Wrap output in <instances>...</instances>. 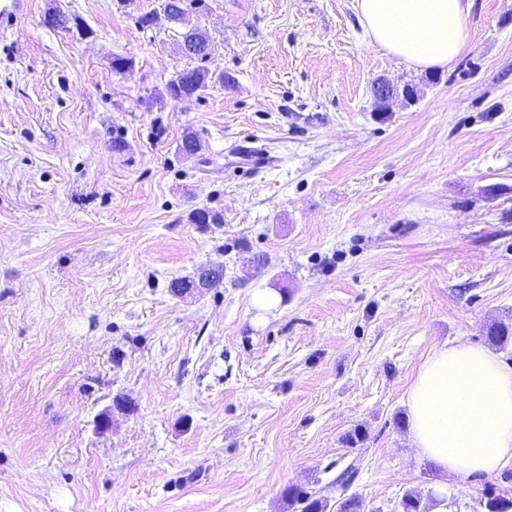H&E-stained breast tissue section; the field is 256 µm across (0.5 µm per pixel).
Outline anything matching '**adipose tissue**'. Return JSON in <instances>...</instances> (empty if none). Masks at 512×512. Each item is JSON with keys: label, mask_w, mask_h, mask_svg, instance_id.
Instances as JSON below:
<instances>
[{"label": "adipose tissue", "mask_w": 512, "mask_h": 512, "mask_svg": "<svg viewBox=\"0 0 512 512\" xmlns=\"http://www.w3.org/2000/svg\"><path fill=\"white\" fill-rule=\"evenodd\" d=\"M472 0H358L369 45L408 66L443 68L469 40ZM419 458L440 474L490 480L512 464V364L491 349L447 343L421 364L407 391Z\"/></svg>", "instance_id": "adipose-tissue-1"}]
</instances>
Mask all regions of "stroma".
<instances>
[{"label": "stroma", "mask_w": 512, "mask_h": 512, "mask_svg": "<svg viewBox=\"0 0 512 512\" xmlns=\"http://www.w3.org/2000/svg\"><path fill=\"white\" fill-rule=\"evenodd\" d=\"M160 4L27 0L0 38V512H288L290 485L402 512L442 481L482 512L405 396L436 347L512 327V0H473L431 70L367 47L356 0ZM191 29L231 81L173 98Z\"/></svg>", "instance_id": "stroma-1"}]
</instances>
